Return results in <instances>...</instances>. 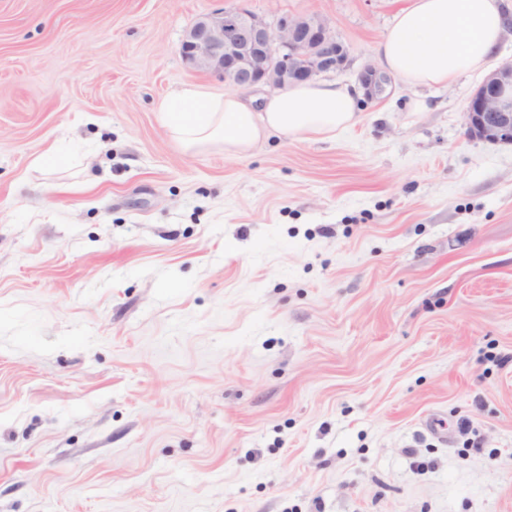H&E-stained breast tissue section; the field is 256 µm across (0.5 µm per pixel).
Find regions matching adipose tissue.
<instances>
[{
	"label": "adipose tissue",
	"instance_id": "adipose-tissue-1",
	"mask_svg": "<svg viewBox=\"0 0 512 512\" xmlns=\"http://www.w3.org/2000/svg\"><path fill=\"white\" fill-rule=\"evenodd\" d=\"M512 17V0H405L373 47L379 64L415 87H445L482 71ZM161 125L185 149L248 156L264 136L331 137L355 125V97L334 80H308L254 106L205 84L185 85L158 109Z\"/></svg>",
	"mask_w": 512,
	"mask_h": 512
}]
</instances>
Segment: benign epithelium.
Masks as SVG:
<instances>
[{"instance_id":"7a95c632","label":"benign epithelium","mask_w":512,"mask_h":512,"mask_svg":"<svg viewBox=\"0 0 512 512\" xmlns=\"http://www.w3.org/2000/svg\"><path fill=\"white\" fill-rule=\"evenodd\" d=\"M179 52L193 69L241 90L257 85L284 89L349 61L348 49L317 14L278 15L272 20L241 8H224L196 19ZM390 78L373 70L361 76L365 97L381 96ZM466 132L491 144H512V63L493 71L470 96Z\"/></svg>"}]
</instances>
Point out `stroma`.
I'll return each instance as SVG.
<instances>
[{
  "label": "stroma",
  "mask_w": 512,
  "mask_h": 512,
  "mask_svg": "<svg viewBox=\"0 0 512 512\" xmlns=\"http://www.w3.org/2000/svg\"><path fill=\"white\" fill-rule=\"evenodd\" d=\"M402 2L0 0V512H512L483 75L393 78L334 138L245 157L156 112L233 90L179 54L201 15H320L357 89Z\"/></svg>",
  "instance_id": "stroma-1"
}]
</instances>
